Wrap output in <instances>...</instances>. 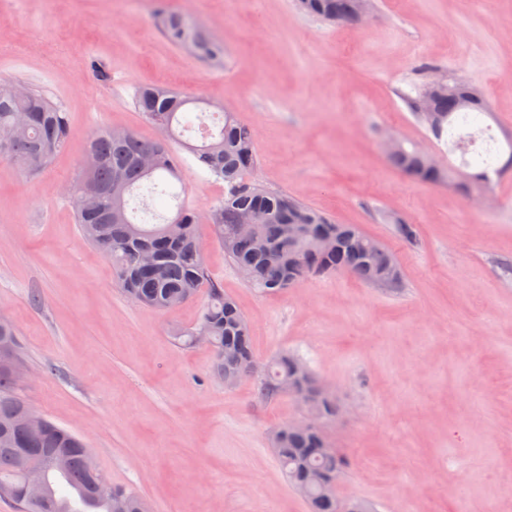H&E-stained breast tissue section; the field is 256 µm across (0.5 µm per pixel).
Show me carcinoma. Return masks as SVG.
Wrapping results in <instances>:
<instances>
[{
	"label": "carcinoma",
	"mask_w": 512,
	"mask_h": 512,
	"mask_svg": "<svg viewBox=\"0 0 512 512\" xmlns=\"http://www.w3.org/2000/svg\"><path fill=\"white\" fill-rule=\"evenodd\" d=\"M357 0H298L306 15L335 24L356 23ZM152 20L166 38L192 54L224 63V43L195 22L171 10L166 0H155ZM429 90L422 85L408 98L414 114L441 140L445 127L465 116H487L489 108L475 87L447 89L425 103ZM135 104L145 119L165 133L166 141L146 142L129 131L105 129L86 145L88 167L79 182L80 195L92 200L84 209L74 201L80 236L111 264L125 295L134 303L155 311L174 309L206 292L202 315L192 327L175 332V344L191 347L200 330L210 336L216 377L224 380L240 363L253 364L251 327L224 289L209 284L205 248L196 233L200 215L189 205L185 192L169 189L168 178H179L185 163L182 153L192 156L197 167L224 183V195L208 210L216 241L235 268L247 270L246 282L262 292L284 291L288 280L301 284L328 273L346 271L370 285L397 288L402 273L396 269V254L367 236L357 226L346 227L349 237L338 249L326 251L318 240L306 239L288 246L287 225L312 224L323 234H336V221L318 208L288 194L266 189L248 174L257 166L256 133L234 112H210L201 101L166 86L141 87ZM9 132L6 159L27 175L43 171L69 138L68 113L43 93L14 81H0V132ZM143 157L154 160L146 174L138 166ZM389 163L410 178L427 183L444 181L468 195L489 189L487 169L491 157L470 152L464 166L472 173L445 171L426 163L421 147L402 141L401 149L387 156ZM167 196L175 213L161 216L150 204ZM255 210L267 215L265 224L254 225L250 235L237 231L240 214ZM20 354L21 341L13 323L0 316V344ZM300 359L281 353L261 373L260 393L265 398L282 394L281 380L290 375ZM35 411L18 396L9 368L0 365V499L11 500L19 512H75L69 490L85 501L102 505L91 512H148L137 492L113 486L106 477L90 473L85 464L89 451L78 433L44 417L46 427L31 430L25 425ZM273 447L287 481L304 487L294 491L307 502L309 512H337L336 501L325 496L315 483L320 475H336L349 469L351 461L341 454L319 451L320 434L289 424L274 433ZM69 458V468L59 471L53 457ZM36 462L46 477V498L32 500L24 485L26 464Z\"/></svg>",
	"instance_id": "obj_1"
}]
</instances>
